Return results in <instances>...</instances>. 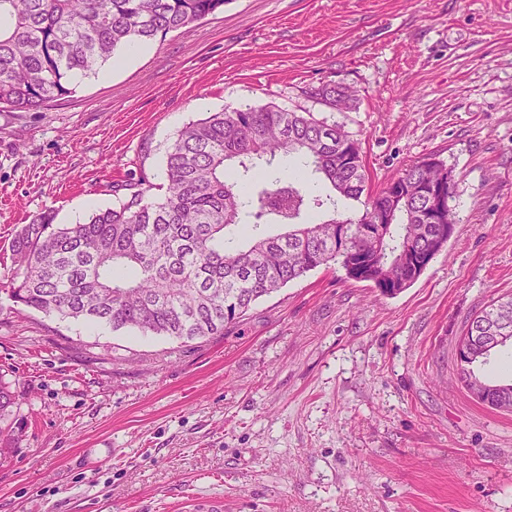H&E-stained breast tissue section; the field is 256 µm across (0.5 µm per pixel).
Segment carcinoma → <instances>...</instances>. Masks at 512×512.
<instances>
[{"label": "carcinoma", "mask_w": 512, "mask_h": 512, "mask_svg": "<svg viewBox=\"0 0 512 512\" xmlns=\"http://www.w3.org/2000/svg\"><path fill=\"white\" fill-rule=\"evenodd\" d=\"M226 0H0V104L38 110L70 93L68 78L89 76L117 51L187 29L220 10ZM351 88L323 83L303 90L327 105ZM280 157L303 168L276 175ZM442 162L421 159L399 182L376 192L360 142L312 112L273 103L213 112L177 133L166 155L162 201L143 203L134 190L117 206L83 223L54 225L34 219L11 243L9 291L15 302L61 320L108 324L182 345L199 344L243 318L259 299L321 266L338 264L346 278L395 296L422 275L419 257L433 260L448 232V212L423 219L430 194L396 190L431 177L448 180ZM322 184L317 193L311 181ZM362 202L357 218L340 205ZM372 225L381 251L362 253ZM282 232L271 235L268 227ZM248 234L244 247L226 246V231ZM496 326L499 347L512 344V294L492 301L469 324ZM491 352H476L464 371L486 393L478 401L512 407V381L480 374ZM18 398L0 381V447L13 445Z\"/></svg>", "instance_id": "obj_1"}]
</instances>
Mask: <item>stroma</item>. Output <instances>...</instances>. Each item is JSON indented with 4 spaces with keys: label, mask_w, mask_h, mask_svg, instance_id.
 I'll list each match as a JSON object with an SVG mask.
<instances>
[{
    "label": "stroma",
    "mask_w": 512,
    "mask_h": 512,
    "mask_svg": "<svg viewBox=\"0 0 512 512\" xmlns=\"http://www.w3.org/2000/svg\"><path fill=\"white\" fill-rule=\"evenodd\" d=\"M340 82L355 109L302 87ZM68 97L0 106V379L23 432L0 512H512V413L458 381L470 320L512 293V0H226ZM274 103L342 125L372 189L432 155L456 233L394 297L319 267L197 347L30 311L9 244L132 184L213 112Z\"/></svg>",
    "instance_id": "obj_1"
}]
</instances>
